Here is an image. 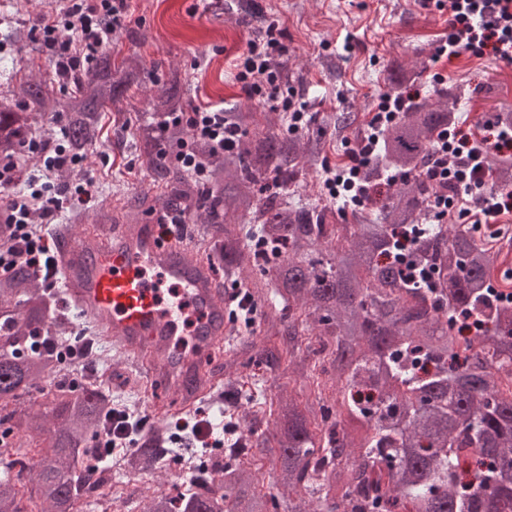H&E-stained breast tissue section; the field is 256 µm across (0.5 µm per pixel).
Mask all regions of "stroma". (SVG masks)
Instances as JSON below:
<instances>
[{"label":"stroma","mask_w":512,"mask_h":512,"mask_svg":"<svg viewBox=\"0 0 512 512\" xmlns=\"http://www.w3.org/2000/svg\"><path fill=\"white\" fill-rule=\"evenodd\" d=\"M423 2L237 0L228 11L222 0H131L130 21L113 35L109 48L118 60L138 57L158 80L170 67L179 68L200 108L247 106L265 115L269 106L245 94L235 78V63L249 33L273 19L295 71L292 85L311 116L352 112L358 126L367 128L388 84L387 65L399 57L425 62L417 82L421 99H432L443 81L462 86L457 118L473 138H482L490 116L512 112V65L470 52L432 63L447 34L448 17ZM59 7V0H0V91L13 69L48 73L47 59L29 55L8 30H29L36 16ZM488 85L496 89L489 98L483 92ZM129 141V134L105 120L102 140L86 164L96 179L93 195L77 205L85 218L100 206L118 204L121 195L148 190L149 180L134 164Z\"/></svg>","instance_id":"obj_1"}]
</instances>
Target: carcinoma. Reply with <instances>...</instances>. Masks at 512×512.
Listing matches in <instances>:
<instances>
[{"label": "carcinoma", "mask_w": 512, "mask_h": 512, "mask_svg": "<svg viewBox=\"0 0 512 512\" xmlns=\"http://www.w3.org/2000/svg\"><path fill=\"white\" fill-rule=\"evenodd\" d=\"M388 92L420 75L391 62ZM59 89L22 76L0 95V162L33 174L29 151L40 118L59 119L69 155L86 161L103 114L123 116L126 93L146 84L135 57L104 51L86 70L54 68ZM461 90L413 103L381 132L380 156L362 171L370 198L344 212L288 201L327 159V133L355 126L338 112L312 132L283 130L238 107L225 113L242 135L215 153L172 112L194 107L177 68L147 97L132 148L160 194L126 198L101 210L110 224H140L162 213L197 224L211 268L265 303L279 344L261 350L268 370H288L290 390L261 382L270 402L259 423L242 410L224 465L201 467L175 495L144 496L141 512H512V290L493 286L498 251L466 224H429L431 203L447 189L425 176L438 133L457 120ZM196 151L200 178L175 160ZM494 188L512 191V162L489 159ZM407 175L398 183L386 170ZM429 269L434 287L405 281L399 241ZM55 308L33 269L19 263L0 278V512H109L94 456L112 413V386L81 387L61 374L58 348L76 341L66 310ZM474 324L472 338L464 337ZM224 376L245 367L239 348L254 339L234 329ZM28 402L20 409L18 405ZM164 450L147 439L139 469L155 470ZM268 489L260 488L259 473Z\"/></svg>", "instance_id": "cac0c4a2"}]
</instances>
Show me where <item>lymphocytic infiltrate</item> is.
<instances>
[{
  "label": "lymphocytic infiltrate",
  "mask_w": 512,
  "mask_h": 512,
  "mask_svg": "<svg viewBox=\"0 0 512 512\" xmlns=\"http://www.w3.org/2000/svg\"><path fill=\"white\" fill-rule=\"evenodd\" d=\"M59 11L35 17L33 29L50 52L51 59L62 66L95 60L109 44L113 34L124 27L129 18V0H62ZM435 10L448 15V36L438 47L437 57L453 58L469 51L488 55L512 64V0H425ZM275 25H268L260 34L249 36L241 55L236 79L244 92L260 98L271 109H278L281 91V67L284 50L275 36ZM414 94L381 93L367 132L348 154L349 163L336 171H327L324 184L333 198L347 206H360L367 200L368 190L358 176L364 166L379 154L382 128L393 121ZM178 122L187 124L195 137L208 141L216 151L239 137V130L227 125L223 111L199 109L181 113ZM512 153V124H494L488 137L476 140L464 125H455L452 132L437 140L426 175L443 184L454 182V198L437 196L432 203L434 223L448 221L449 211L467 219L480 211L484 224L512 210V193L489 187L488 155ZM95 186L91 172H84L76 188H57L52 194L36 189L27 195H13L8 217L11 238L0 244V274H7L17 262H25L41 273L48 288H55L56 269L48 256L45 237H32L28 231L32 215L51 219L71 204L73 199L90 196Z\"/></svg>",
  "instance_id": "lymphocytic-infiltrate-1"
}]
</instances>
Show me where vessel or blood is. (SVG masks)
<instances>
[{
	"label": "vessel or blood",
	"mask_w": 512,
	"mask_h": 512,
	"mask_svg": "<svg viewBox=\"0 0 512 512\" xmlns=\"http://www.w3.org/2000/svg\"><path fill=\"white\" fill-rule=\"evenodd\" d=\"M61 292L144 383L169 388L153 398L155 420L191 409L215 386L207 360L223 348L234 298L207 262L158 222L54 228ZM193 326H185L188 312Z\"/></svg>",
	"instance_id": "obj_1"
}]
</instances>
